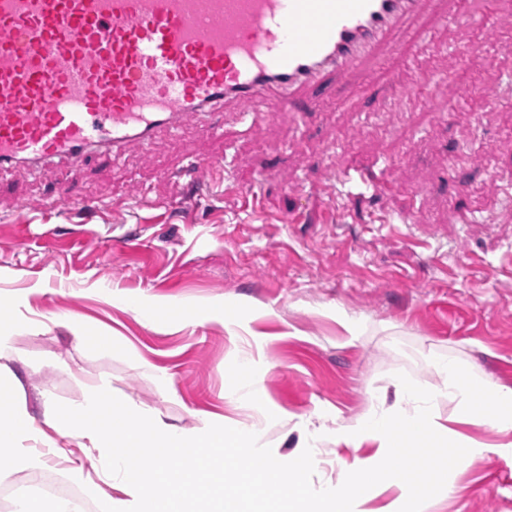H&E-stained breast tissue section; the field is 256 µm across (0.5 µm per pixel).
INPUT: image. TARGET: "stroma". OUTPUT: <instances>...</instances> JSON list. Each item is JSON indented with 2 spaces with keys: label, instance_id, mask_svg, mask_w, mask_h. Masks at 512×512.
<instances>
[{
  "label": "stroma",
  "instance_id": "35a3bbf8",
  "mask_svg": "<svg viewBox=\"0 0 512 512\" xmlns=\"http://www.w3.org/2000/svg\"><path fill=\"white\" fill-rule=\"evenodd\" d=\"M327 87L311 116L265 99L251 126L229 101L223 136L193 119L112 164L5 176L33 203L62 184L97 204L36 217L0 197V310L40 323L10 364L27 395L69 405L107 379L184 428L202 411L244 421L257 405L226 399L224 382L248 354L264 401L285 413L266 433L285 463L300 420L358 417L398 376L438 386L428 358L512 386V278L499 270L512 250V0H433L380 59ZM194 158L222 160L224 191L183 210ZM353 169L393 186L342 183ZM254 183L263 208L242 210ZM138 190L149 208L128 207ZM339 310L362 323L354 345ZM63 314L111 349L77 340ZM446 471L456 493L417 512H512V452Z\"/></svg>",
  "mask_w": 512,
  "mask_h": 512
}]
</instances>
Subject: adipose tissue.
Listing matches in <instances>:
<instances>
[{
    "mask_svg": "<svg viewBox=\"0 0 512 512\" xmlns=\"http://www.w3.org/2000/svg\"><path fill=\"white\" fill-rule=\"evenodd\" d=\"M35 326L22 309L0 313V449L7 454L0 478L35 471L45 457H56L98 512H223L229 489L237 505L272 499L276 512H363L381 494L388 502L375 512H412L429 491L426 470L439 459L451 454L462 466L498 452V445L463 435L460 426L512 431V387L480 378L453 358L429 361L443 382L438 392L400 377L392 384L393 401L376 398L355 420L339 419L330 428L301 425L298 451L284 466L265 451V425L282 415L271 406L252 424L202 413L188 431L115 397L104 381L72 405L43 398L37 418L8 366L18 357L17 334ZM441 396L454 405L445 421L435 412ZM329 437L353 456L341 461L336 482L315 487L309 474ZM228 448L235 451L229 459ZM92 453L100 461L93 475L84 464Z\"/></svg>",
    "mask_w": 512,
    "mask_h": 512,
    "instance_id": "ef3b65f1",
    "label": "adipose tissue"
}]
</instances>
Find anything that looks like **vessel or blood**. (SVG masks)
Masks as SVG:
<instances>
[{"label":"vessel or blood","instance_id":"obj_1","mask_svg":"<svg viewBox=\"0 0 512 512\" xmlns=\"http://www.w3.org/2000/svg\"><path fill=\"white\" fill-rule=\"evenodd\" d=\"M426 0H0V169L52 172L150 148L158 131L276 94L314 112L330 73L373 53ZM196 191L224 177L193 159Z\"/></svg>","mask_w":512,"mask_h":512}]
</instances>
